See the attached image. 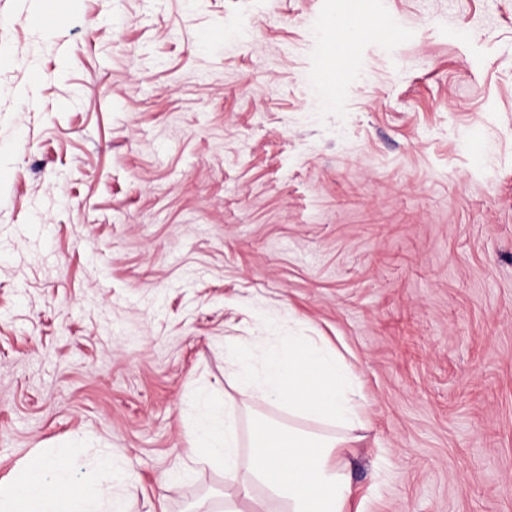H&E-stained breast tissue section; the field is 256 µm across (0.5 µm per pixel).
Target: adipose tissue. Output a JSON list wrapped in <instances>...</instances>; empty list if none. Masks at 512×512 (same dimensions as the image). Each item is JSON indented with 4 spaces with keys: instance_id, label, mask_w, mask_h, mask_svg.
<instances>
[{
    "instance_id": "adipose-tissue-1",
    "label": "adipose tissue",
    "mask_w": 512,
    "mask_h": 512,
    "mask_svg": "<svg viewBox=\"0 0 512 512\" xmlns=\"http://www.w3.org/2000/svg\"><path fill=\"white\" fill-rule=\"evenodd\" d=\"M224 360L236 365L241 394L269 398L295 417L333 428L329 434L294 427L279 431L268 420L255 419L248 475L241 478L233 458V411L207 416L191 438L192 446L205 454L192 456L191 461L223 462L230 480L224 512H241L240 502L253 500L258 488L267 501L283 503V512H348L351 484L341 454L351 447L350 431L360 420L355 376L337 364L335 354L298 336L287 337L281 348L258 341L245 346L228 337ZM91 465L106 472L112 469L109 457L93 460L81 448L38 455L8 482H0V512H102L96 489L71 492L77 474Z\"/></svg>"
}]
</instances>
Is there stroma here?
<instances>
[{
	"instance_id": "stroma-1",
	"label": "stroma",
	"mask_w": 512,
	"mask_h": 512,
	"mask_svg": "<svg viewBox=\"0 0 512 512\" xmlns=\"http://www.w3.org/2000/svg\"><path fill=\"white\" fill-rule=\"evenodd\" d=\"M289 335L360 381L352 506L512 512V0H0V479L105 448L123 512L219 510L203 402L243 464L308 426L224 339Z\"/></svg>"
}]
</instances>
